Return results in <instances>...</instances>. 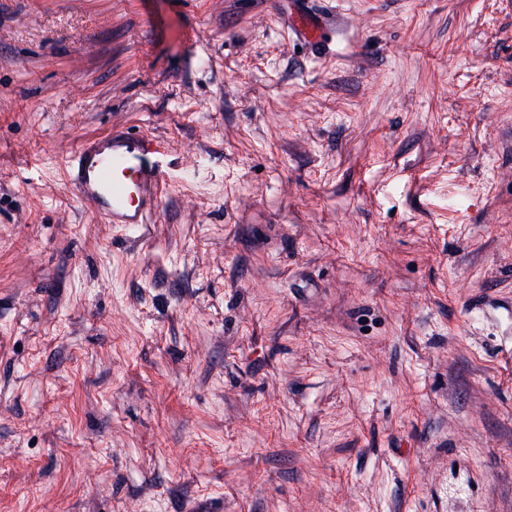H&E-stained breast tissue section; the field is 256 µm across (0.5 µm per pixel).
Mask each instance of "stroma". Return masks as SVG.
I'll return each mask as SVG.
<instances>
[{"label":"stroma","instance_id":"stroma-1","mask_svg":"<svg viewBox=\"0 0 512 512\" xmlns=\"http://www.w3.org/2000/svg\"><path fill=\"white\" fill-rule=\"evenodd\" d=\"M0 512H512V0H0ZM167 156L158 138L113 128L84 140L69 156V182L106 223L144 224L158 208Z\"/></svg>","mask_w":512,"mask_h":512}]
</instances>
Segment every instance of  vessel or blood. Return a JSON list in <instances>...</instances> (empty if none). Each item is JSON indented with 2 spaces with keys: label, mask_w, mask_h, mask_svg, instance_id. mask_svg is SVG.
Listing matches in <instances>:
<instances>
[{
  "label": "vessel or blood",
  "mask_w": 512,
  "mask_h": 512,
  "mask_svg": "<svg viewBox=\"0 0 512 512\" xmlns=\"http://www.w3.org/2000/svg\"><path fill=\"white\" fill-rule=\"evenodd\" d=\"M167 156L158 138L115 128L84 140L69 156V182L106 223L143 224L158 208Z\"/></svg>",
  "instance_id": "vessel-or-blood-1"
}]
</instances>
